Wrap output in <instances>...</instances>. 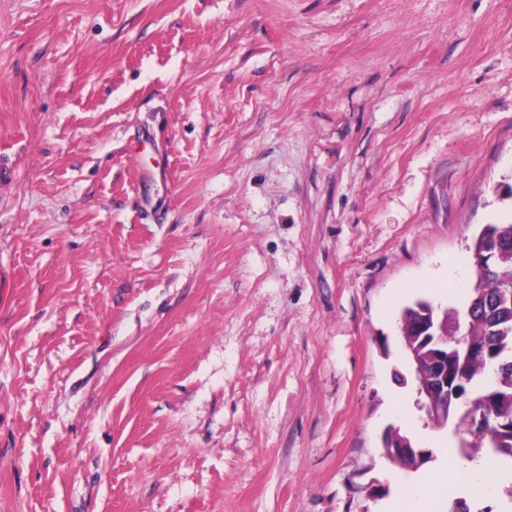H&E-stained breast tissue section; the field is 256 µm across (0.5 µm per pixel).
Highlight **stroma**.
Returning <instances> with one entry per match:
<instances>
[{
    "label": "stroma",
    "mask_w": 512,
    "mask_h": 512,
    "mask_svg": "<svg viewBox=\"0 0 512 512\" xmlns=\"http://www.w3.org/2000/svg\"><path fill=\"white\" fill-rule=\"evenodd\" d=\"M511 221L512 0H0V512H429L398 311Z\"/></svg>",
    "instance_id": "1"
}]
</instances>
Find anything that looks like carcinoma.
Listing matches in <instances>:
<instances>
[{"mask_svg": "<svg viewBox=\"0 0 512 512\" xmlns=\"http://www.w3.org/2000/svg\"><path fill=\"white\" fill-rule=\"evenodd\" d=\"M498 237L503 253L483 262L478 253L487 235ZM473 286L465 300L441 308L425 299L403 307L399 315V338L404 354L415 370L413 382L428 365L430 347L413 336L414 322L425 310L448 319V339L442 343L448 362L463 366L462 396L453 400L454 411L434 429L447 434L448 449L469 462L484 461L491 470L512 471V224H488L469 247ZM482 341L491 350L480 361L467 358V343ZM486 412L490 433L468 435L471 414Z\"/></svg>", "mask_w": 512, "mask_h": 512, "instance_id": "obj_1", "label": "carcinoma"}]
</instances>
